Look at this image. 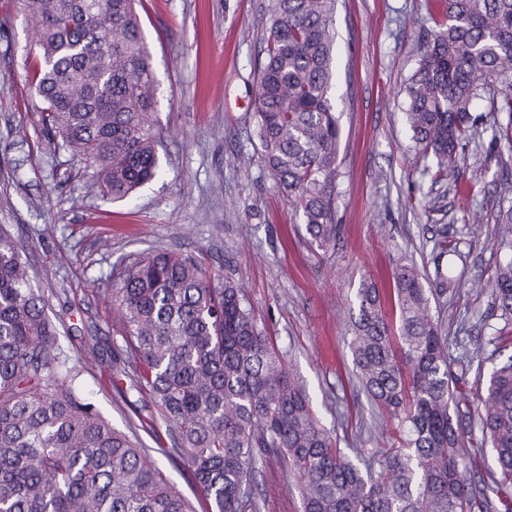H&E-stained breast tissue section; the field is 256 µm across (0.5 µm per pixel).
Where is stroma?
I'll use <instances>...</instances> for the list:
<instances>
[{"label": "stroma", "mask_w": 512, "mask_h": 512, "mask_svg": "<svg viewBox=\"0 0 512 512\" xmlns=\"http://www.w3.org/2000/svg\"><path fill=\"white\" fill-rule=\"evenodd\" d=\"M442 2L336 0L331 100L341 129V233L322 251L276 188L253 134V70L267 0H141L158 84L162 174L128 204L92 191L94 168L45 137L28 81L36 32L18 0H0V224L19 240L51 313L80 330L63 335L61 345L84 395L115 428L137 436L195 512L204 504L185 461L170 450L156 406L131 388L118 394L116 365L87 345L91 336L105 346L121 343L105 290L149 249L193 255L243 286L257 325L352 460L391 447L394 430L356 377L348 305L361 276L389 291L396 268L415 263L427 274L451 358L463 346H482V366L466 375V398L453 413L474 440L482 438L476 398L512 344H495L503 323L475 284L491 278L501 258L496 220L512 204V152L498 150L486 133L447 185L432 186L423 174L426 162L404 120L405 87ZM443 233L458 242L465 262L458 287L438 294L433 247ZM255 487L259 512H303L298 480L282 459L260 464Z\"/></svg>", "instance_id": "1"}]
</instances>
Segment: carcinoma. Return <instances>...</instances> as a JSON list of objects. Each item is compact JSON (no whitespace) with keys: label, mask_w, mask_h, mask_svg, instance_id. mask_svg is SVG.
Listing matches in <instances>:
<instances>
[{"label":"carcinoma","mask_w":512,"mask_h":512,"mask_svg":"<svg viewBox=\"0 0 512 512\" xmlns=\"http://www.w3.org/2000/svg\"><path fill=\"white\" fill-rule=\"evenodd\" d=\"M37 34L34 90L48 140L96 169L102 196L131 198L160 174L156 78L138 0H21ZM335 0H268L253 119L266 169L310 243H336L334 178L340 128L330 99ZM415 148L448 178L493 122L512 151V0H446L406 86ZM487 100L489 110L474 104ZM490 293L512 321V206L500 210ZM435 282L459 284L457 244L436 243ZM448 265H443V259ZM398 323L380 288H356L349 342L357 378L395 422L398 446L356 464L315 419L305 389L258 328L244 289L218 282L192 256L150 250L118 274L110 301L124 328L112 362L147 393L187 463L206 512H257L258 464L282 457L304 512H490L476 496L472 441L453 422L458 379L420 270L394 277ZM22 247L0 225V512H193L137 441L112 426L78 386ZM497 476L512 512V356L479 395Z\"/></svg>","instance_id":"1"}]
</instances>
